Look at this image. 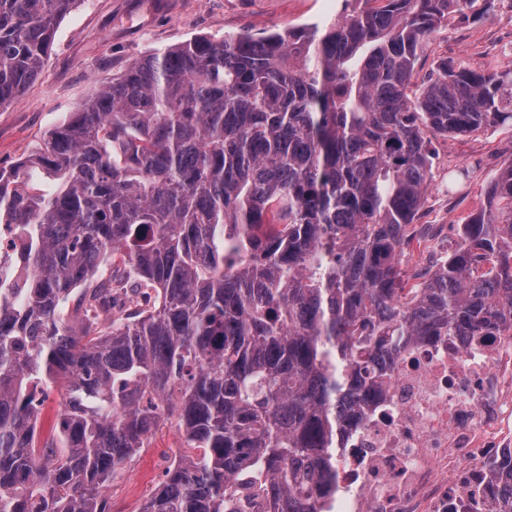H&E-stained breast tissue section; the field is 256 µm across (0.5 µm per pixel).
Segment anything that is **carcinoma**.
Returning <instances> with one entry per match:
<instances>
[{"instance_id":"1","label":"carcinoma","mask_w":512,"mask_h":512,"mask_svg":"<svg viewBox=\"0 0 512 512\" xmlns=\"http://www.w3.org/2000/svg\"><path fill=\"white\" fill-rule=\"evenodd\" d=\"M77 0H0V107ZM472 0H365L319 32L200 36L99 80L0 168V512H111L105 490L165 423L184 451L145 512H225L243 476L272 512H325L347 427L404 343L512 328V162L417 282L432 139L512 123V68L438 64ZM155 293L121 310L99 269ZM63 390L44 447L35 393Z\"/></svg>"}]
</instances>
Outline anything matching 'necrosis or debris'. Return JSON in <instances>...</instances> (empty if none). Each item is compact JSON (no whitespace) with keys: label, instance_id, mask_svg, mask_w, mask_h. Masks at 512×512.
I'll return each instance as SVG.
<instances>
[{"label":"necrosis or debris","instance_id":"4bbe7bcc","mask_svg":"<svg viewBox=\"0 0 512 512\" xmlns=\"http://www.w3.org/2000/svg\"><path fill=\"white\" fill-rule=\"evenodd\" d=\"M512 331L402 345L336 459L328 512H512Z\"/></svg>","mask_w":512,"mask_h":512}]
</instances>
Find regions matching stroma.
Masks as SVG:
<instances>
[{
	"instance_id": "35a3bbf8",
	"label": "stroma",
	"mask_w": 512,
	"mask_h": 512,
	"mask_svg": "<svg viewBox=\"0 0 512 512\" xmlns=\"http://www.w3.org/2000/svg\"><path fill=\"white\" fill-rule=\"evenodd\" d=\"M358 6V0H78L58 24L36 81L0 108V166L21 161L44 133L77 111L96 79L120 74L147 52L199 35L221 39L314 25L323 30ZM443 60L512 68V0H473L450 14L432 34L414 85L426 84ZM434 147L432 179L417 220L432 232L405 251L401 267L410 276L447 255L460 225L479 211L489 178L512 162V126L451 134ZM181 442L175 425L162 426L107 487L112 512H140L161 480L157 462L173 456Z\"/></svg>"
}]
</instances>
